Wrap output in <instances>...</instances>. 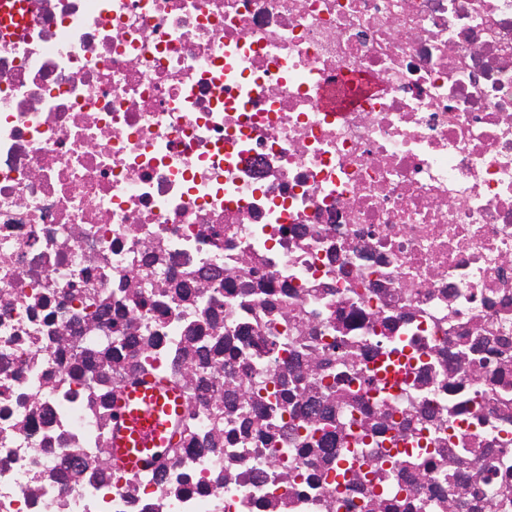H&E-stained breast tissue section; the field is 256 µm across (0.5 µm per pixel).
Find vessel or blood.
<instances>
[{"instance_id": "obj_1", "label": "vessel or blood", "mask_w": 512, "mask_h": 512, "mask_svg": "<svg viewBox=\"0 0 512 512\" xmlns=\"http://www.w3.org/2000/svg\"><path fill=\"white\" fill-rule=\"evenodd\" d=\"M38 0H0V45L16 40L20 31L9 24V16L34 12ZM164 385L155 381L134 387L119 395L114 406L118 419L113 427V457L131 470H138L163 456L170 439V404Z\"/></svg>"}]
</instances>
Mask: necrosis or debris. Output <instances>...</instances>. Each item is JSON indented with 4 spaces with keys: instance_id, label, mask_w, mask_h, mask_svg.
Listing matches in <instances>:
<instances>
[{
    "instance_id": "necrosis-or-debris-1",
    "label": "necrosis or debris",
    "mask_w": 512,
    "mask_h": 512,
    "mask_svg": "<svg viewBox=\"0 0 512 512\" xmlns=\"http://www.w3.org/2000/svg\"><path fill=\"white\" fill-rule=\"evenodd\" d=\"M0 47V512H512V0H39ZM153 376L176 438L112 459Z\"/></svg>"
}]
</instances>
